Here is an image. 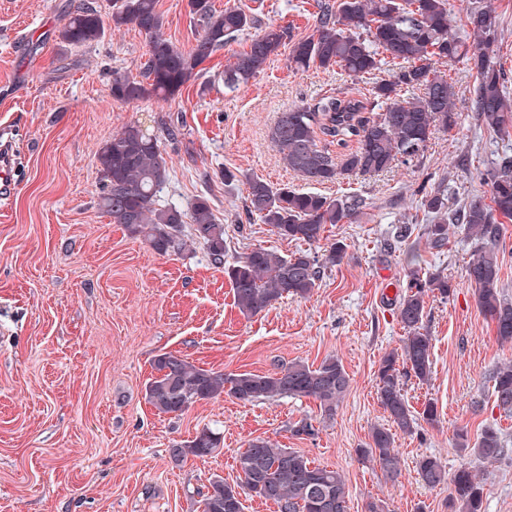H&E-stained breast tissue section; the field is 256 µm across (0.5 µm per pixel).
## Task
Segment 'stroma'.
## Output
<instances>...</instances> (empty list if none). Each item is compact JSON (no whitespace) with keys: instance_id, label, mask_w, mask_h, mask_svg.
<instances>
[{"instance_id":"stroma-1","label":"stroma","mask_w":512,"mask_h":512,"mask_svg":"<svg viewBox=\"0 0 512 512\" xmlns=\"http://www.w3.org/2000/svg\"><path fill=\"white\" fill-rule=\"evenodd\" d=\"M68 2L0 0V130L10 134L20 183L0 210V512H201V492L215 479L238 482L235 458L257 437L342 472L350 512H365L372 502L384 512H447L452 485L425 487L418 458L436 456L450 473L469 462L456 445L461 427L474 437L492 425L512 443V417L488 393L492 371L512 359V343L498 341L465 278L475 242L455 225L443 248L433 250L423 233L424 189H444L452 202L487 198V173L498 156L512 154V131L488 130L471 108L475 74L466 59L435 65L454 88L457 125L438 129L412 162L318 186L328 198L363 201L351 220L327 225L313 247L320 253L343 243L341 264L325 271L310 298L288 297L247 317L201 244L161 256L102 213L100 147L128 123L156 135L179 124L178 142L163 145L169 180L162 201L186 209L209 194L226 230L225 263L258 246L289 254L298 243L272 235L247 200L253 177L305 186L271 141L277 117L339 92L368 93L377 78H389L390 67L363 78L335 67L296 71L285 44L247 86L225 91L224 71L247 50L250 29L207 61L200 82L178 97L124 104L110 95L112 75H138L145 35L127 25L108 30L102 43L62 50L57 31ZM315 2L213 0L219 9H253L263 24L288 28L291 41L315 34ZM475 6L496 16L493 60L512 88V0H448L450 31L461 40L469 38L466 14ZM159 9L165 36L189 48L195 30L188 0H159ZM227 169L238 176L230 185L222 177ZM404 226L411 229L405 240ZM413 246L421 266L442 271L453 292L427 299L430 380H403L412 409L431 401L439 418L410 433L395 431L401 474L391 481L358 451L374 427L389 424L376 374L405 334L396 304ZM164 352L205 369L258 374L333 355L350 389L330 419L308 398L242 403L228 396L175 417L145 395ZM303 419L316 435H292ZM206 427L222 437L218 452L171 457L173 445ZM479 473L484 512H512V453Z\"/></svg>"}]
</instances>
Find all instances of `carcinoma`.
Listing matches in <instances>:
<instances>
[{"label":"carcinoma","instance_id":"obj_1","mask_svg":"<svg viewBox=\"0 0 512 512\" xmlns=\"http://www.w3.org/2000/svg\"><path fill=\"white\" fill-rule=\"evenodd\" d=\"M158 0H112V24H132L147 38L139 77L112 75V99L132 103L150 97L172 98L191 81L199 79L202 65L243 31L259 25L252 13L238 7L216 9L211 0H189L197 22L194 43L182 49L167 39ZM316 34L293 43L294 69L312 66L337 67L355 78L370 74L388 61L399 67L392 79L372 87L366 97L328 96L314 106L295 105L280 113L271 129V141L288 168L310 184L336 181L345 173H379L393 163L411 161L423 153L436 128L457 124L453 86L432 61L464 58L476 73L472 107L478 119L494 132L512 128V102L505 96L504 73L490 55L496 41L493 11H470L467 24L474 39L468 45L450 33L448 0H317ZM105 21L94 3L70 6L58 30L66 48H80L105 36ZM287 31L267 25L236 55L224 71V88L235 92L246 86L266 61L277 54ZM404 86H417L421 95L405 98ZM99 209L141 239L158 255L179 253L191 239L206 249L210 261L224 264L227 240L209 198L199 195L190 209L174 203L160 204L159 194L168 181L169 169L158 136L136 123L112 134L98 154ZM490 202L473 199L448 206V195L437 189L421 206L430 224L424 228L426 244L438 249L448 240L451 224H461L476 240L466 266L475 288L480 311L503 343L512 342V300L499 288L500 243L505 225L512 220V156L505 155L488 173ZM249 212L280 238L309 246L323 239L328 224H340L362 206L356 197L331 200L320 193L275 187L262 179L248 182ZM345 248L333 243L316 256L308 249L281 255L264 247L241 255L224 269L232 284L239 312L255 316L285 297L305 299L312 295L327 268L343 261ZM452 285L442 272H424L416 250H410L407 289L397 306L405 330L401 352L386 354L379 365L376 386L380 403L390 420L411 432L422 419L437 421L433 403L422 411L411 410L401 376L421 382L430 379L432 338L425 331V297L438 292L446 298ZM155 374L146 385V398L159 412L181 416L194 404L227 395L243 403L274 398H311L321 415L333 417L350 387L341 360L328 356L317 366L302 361L275 370L224 373L200 368L179 355L163 353L154 360ZM499 410L512 414V361L503 362L489 376ZM459 447L472 449L480 464L492 463L508 452V441L493 426L482 428L475 442L468 432L458 434ZM221 439L208 428L184 444L171 448L173 456L204 458L213 455ZM382 473L393 480L400 474L394 437L385 427L371 431L367 447L359 449ZM239 482H210L202 494V512H244L249 495L277 506V512H348L349 490L338 470L316 465L293 448H278L255 438L236 457ZM421 481L434 488L446 480L440 460L422 456L417 461ZM450 512H483L484 487L475 466H463L451 477Z\"/></svg>","mask_w":512,"mask_h":512}]
</instances>
